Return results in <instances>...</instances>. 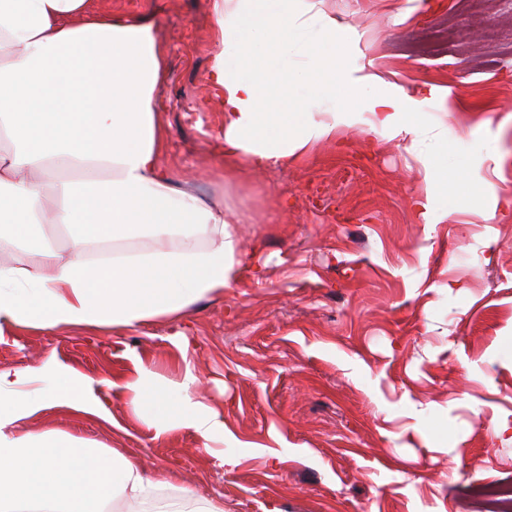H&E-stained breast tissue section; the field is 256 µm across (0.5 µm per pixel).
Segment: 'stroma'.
Here are the masks:
<instances>
[{
	"instance_id": "obj_1",
	"label": "stroma",
	"mask_w": 512,
	"mask_h": 512,
	"mask_svg": "<svg viewBox=\"0 0 512 512\" xmlns=\"http://www.w3.org/2000/svg\"><path fill=\"white\" fill-rule=\"evenodd\" d=\"M152 16L167 57L156 110L159 168L214 195L224 114L207 75L210 0H91ZM354 74L416 96L418 141L382 126L340 128L284 167L225 183L241 215V280L223 297L136 329L0 325V371L55 359L91 386L94 414L49 405L21 430H61L117 450L151 478L224 512H498L482 489L512 485V0H321ZM443 88L440 98L427 86ZM447 142L449 174L482 189L478 208L420 223L423 159ZM263 265L255 281L253 264ZM195 396L238 440L157 434L130 404L139 363Z\"/></svg>"
}]
</instances>
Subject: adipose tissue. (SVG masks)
<instances>
[{
  "label": "adipose tissue",
  "mask_w": 512,
  "mask_h": 512,
  "mask_svg": "<svg viewBox=\"0 0 512 512\" xmlns=\"http://www.w3.org/2000/svg\"><path fill=\"white\" fill-rule=\"evenodd\" d=\"M211 10L207 81L224 113L225 175L287 165L360 123L361 102L378 123L417 135L403 91L342 65L336 26L313 0H211ZM164 71L147 19L94 12L91 0H0V248L27 255L0 261V323L132 329L240 281L237 216L223 197L176 188L159 170ZM309 97L338 100L339 119L314 120ZM423 165L451 206L480 201L465 174L448 176L435 156ZM129 389L158 432L225 442L223 420L189 384L159 385L144 365ZM51 403L93 410L84 382L54 361L0 372V512H101L111 497L130 512H222L184 487L160 495L116 450L18 429Z\"/></svg>",
  "instance_id": "adipose-tissue-1"
}]
</instances>
